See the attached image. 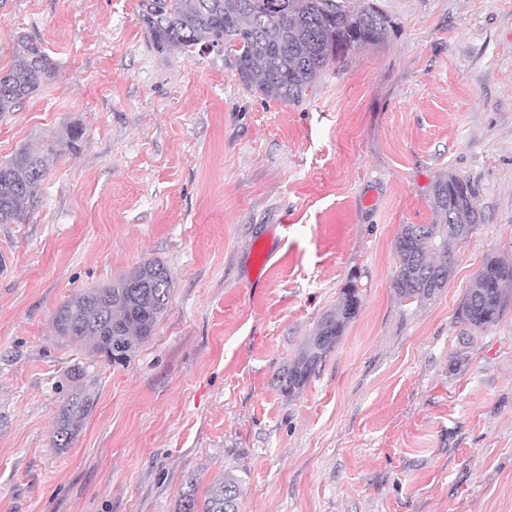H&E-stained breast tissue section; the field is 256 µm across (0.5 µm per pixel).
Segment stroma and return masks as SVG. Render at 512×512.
Masks as SVG:
<instances>
[{"mask_svg": "<svg viewBox=\"0 0 512 512\" xmlns=\"http://www.w3.org/2000/svg\"><path fill=\"white\" fill-rule=\"evenodd\" d=\"M373 2L387 39L289 105L221 56L158 51L139 0H0V69L20 34L58 65L0 114V160L55 148L41 205L0 224V512H173L228 472L239 512H512V300L458 317L484 262L512 263V0ZM450 173L485 220L445 288L401 302L395 240ZM148 258L171 296L129 362L56 336L71 295ZM350 282L357 316L284 396ZM77 382L94 406L53 447Z\"/></svg>", "mask_w": 512, "mask_h": 512, "instance_id": "1", "label": "stroma"}]
</instances>
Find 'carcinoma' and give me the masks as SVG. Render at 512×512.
Segmentation results:
<instances>
[{"mask_svg": "<svg viewBox=\"0 0 512 512\" xmlns=\"http://www.w3.org/2000/svg\"><path fill=\"white\" fill-rule=\"evenodd\" d=\"M140 21L160 51L217 53L237 72L245 88L265 98L299 104L330 65L348 52L383 41L391 25L365 0H139ZM15 65L0 70V114L12 112L54 79L57 64L32 38L18 35ZM83 128L70 125L65 145L80 149ZM46 176L45 156L22 145L0 161V224H23L36 208ZM478 188L454 174L432 189V221L406 224L395 241L392 288L403 301L429 299L448 284L454 246L484 216L475 206ZM512 286V265L490 258L472 279L460 309L474 328L494 324ZM172 276L156 259H146L112 283L73 294L55 313L57 335L84 348L96 360L121 365L154 336L168 309ZM356 284L348 283L336 308L318 321L299 354L277 374L280 391L293 397L309 383L359 311ZM93 405L82 386L67 396L58 414L53 445L67 448ZM240 480L227 474L200 501L189 484L175 512H238Z\"/></svg>", "mask_w": 512, "mask_h": 512, "instance_id": "carcinoma-1", "label": "carcinoma"}]
</instances>
